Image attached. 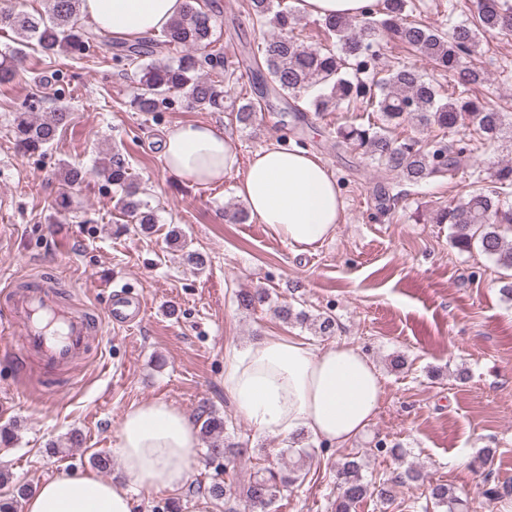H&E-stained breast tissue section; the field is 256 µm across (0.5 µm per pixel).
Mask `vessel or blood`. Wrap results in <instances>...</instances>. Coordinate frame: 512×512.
Returning a JSON list of instances; mask_svg holds the SVG:
<instances>
[{
  "label": "vessel or blood",
  "mask_w": 512,
  "mask_h": 512,
  "mask_svg": "<svg viewBox=\"0 0 512 512\" xmlns=\"http://www.w3.org/2000/svg\"><path fill=\"white\" fill-rule=\"evenodd\" d=\"M146 312L144 298L127 289L110 292L106 324L130 327ZM105 324L65 307L51 281L12 288L10 306L0 331L19 336L21 354H36L46 368H61L84 353L92 337L103 336Z\"/></svg>",
  "instance_id": "vessel-or-blood-1"
}]
</instances>
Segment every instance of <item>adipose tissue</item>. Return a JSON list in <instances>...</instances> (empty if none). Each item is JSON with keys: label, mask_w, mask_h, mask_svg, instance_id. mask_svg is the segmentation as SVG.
Wrapping results in <instances>:
<instances>
[{"label": "adipose tissue", "mask_w": 512, "mask_h": 512, "mask_svg": "<svg viewBox=\"0 0 512 512\" xmlns=\"http://www.w3.org/2000/svg\"><path fill=\"white\" fill-rule=\"evenodd\" d=\"M183 6L184 0H83L82 11L94 27L135 39L161 31ZM163 147L167 169L198 185L223 183L239 168L229 134L212 124L176 125ZM244 170L236 194L276 238L297 252L333 239L343 200L318 157L273 143L255 151ZM224 391L261 433L304 432L340 448L373 421L383 386L375 363L357 347H316L271 334L226 352ZM196 446L190 415L161 400L144 402L121 422L123 483L92 472L60 476L36 485L25 512H132L131 489L171 491L186 482Z\"/></svg>", "instance_id": "adipose-tissue-1"}]
</instances>
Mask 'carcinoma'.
Wrapping results in <instances>:
<instances>
[{
	"label": "carcinoma",
	"instance_id": "carcinoma-1",
	"mask_svg": "<svg viewBox=\"0 0 512 512\" xmlns=\"http://www.w3.org/2000/svg\"><path fill=\"white\" fill-rule=\"evenodd\" d=\"M48 2L46 18L22 11L0 14V27L17 35L14 55L30 48L49 59L65 55L81 60L109 41L108 34L79 23L82 0ZM414 10L413 0H374L360 18L325 17L322 28L332 44L311 48L295 34L302 17L299 11L279 0H249L252 23L273 28L252 52L255 79L270 85L297 119L302 109L290 101L302 98L317 115L341 109L376 113L375 122L337 127L336 145L358 150L372 163L395 173L406 186L435 181L456 171L465 148L448 140V133L460 125L471 127L479 137L494 186L459 196L453 204L438 209L433 222L450 225V241L458 251L468 252L476 246L499 267L512 270V240L501 231L503 226H512V204L502 198L512 189V161L497 154L503 132H512V113L491 108L472 95V89L489 76L467 63V58L478 52L483 33L512 34V0H475V19L454 25L448 34L408 20ZM215 29L212 11L202 9L199 0H185L182 14L163 29L160 38L116 46L112 56L116 64L140 69L139 92L133 99L139 111L160 112L168 107L172 96L181 98L191 109L224 111V86L233 79L234 68L228 53L216 48ZM384 38L406 46L448 73L453 81L451 91L433 84L416 66L406 63L380 74L377 48ZM170 46L184 49V54L172 63L154 59L158 50ZM267 105L263 96L246 98L236 108L235 118L243 126H251L256 113ZM410 120L420 130L438 131L442 136L427 145L415 138H393L391 130ZM68 122L69 113L63 111L45 119L20 112L15 117V138L24 151L43 152ZM101 173L118 195L115 208L134 229L150 232L157 223V214L140 198L143 189L134 182L124 155L112 152ZM87 175L88 171L75 166L61 171L64 186L69 189L83 184ZM236 298L241 308L253 310L269 300V292L266 288L241 290ZM275 314L285 323H307L320 336L335 333V319L327 313L313 316L285 304L277 307ZM226 423V417L215 410H204L196 418L199 434L207 442L208 459L222 460L229 467L246 449L229 441ZM303 440L301 435L294 438L288 448L294 458L288 471L260 469L243 487L221 479L218 471L204 487L205 493L224 503V512H238L241 501L250 507L258 502L272 504L305 477L303 467L314 449L302 446ZM362 467L361 457L355 454L344 458L338 467L334 512H353L358 503L373 495L383 501L392 499V489L385 483L380 487L371 485ZM460 504L461 499L448 484L435 483L429 485L424 512H457Z\"/></svg>",
	"mask_w": 512,
	"mask_h": 512
}]
</instances>
